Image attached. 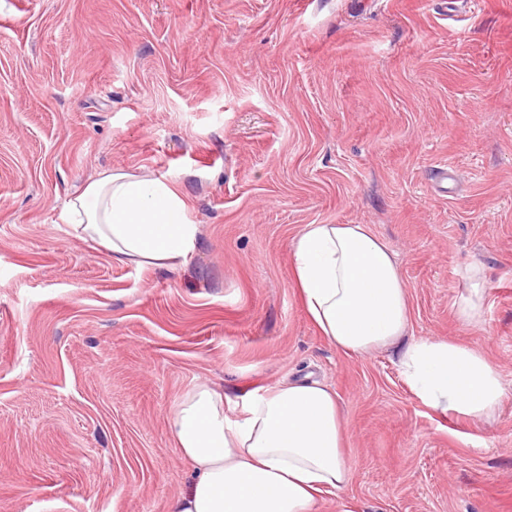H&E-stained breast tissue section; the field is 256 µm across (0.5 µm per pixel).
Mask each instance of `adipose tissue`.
Listing matches in <instances>:
<instances>
[{"instance_id":"adipose-tissue-1","label":"adipose tissue","mask_w":512,"mask_h":512,"mask_svg":"<svg viewBox=\"0 0 512 512\" xmlns=\"http://www.w3.org/2000/svg\"><path fill=\"white\" fill-rule=\"evenodd\" d=\"M177 187L160 178L107 170L71 194L60 220L113 260L173 269L196 246L198 227ZM295 282L307 313L337 349L365 355L399 350L409 389L442 412L491 418L505 398L502 377L480 350L446 339L407 340L409 293L392 252L363 224H308L292 242ZM455 304L467 326L483 320V267L468 266ZM206 384L171 409L169 432L195 471L173 512H318L353 473L344 453L339 403L326 384L296 380L245 397L237 417Z\"/></svg>"}]
</instances>
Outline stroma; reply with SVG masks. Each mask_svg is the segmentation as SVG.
Listing matches in <instances>:
<instances>
[{
    "label": "stroma",
    "mask_w": 512,
    "mask_h": 512,
    "mask_svg": "<svg viewBox=\"0 0 512 512\" xmlns=\"http://www.w3.org/2000/svg\"><path fill=\"white\" fill-rule=\"evenodd\" d=\"M109 169L184 195L185 264L69 234L68 194ZM305 224L388 245L409 338L500 372L491 420L422 404L396 349L321 335L294 281ZM308 374L338 396L354 474L320 512H512V0H0V512H170L193 479L179 398ZM466 280V293L462 294L455 304L458 320L467 326H478L483 320L485 288L483 287V267L471 264L463 274Z\"/></svg>",
    "instance_id": "1"
}]
</instances>
